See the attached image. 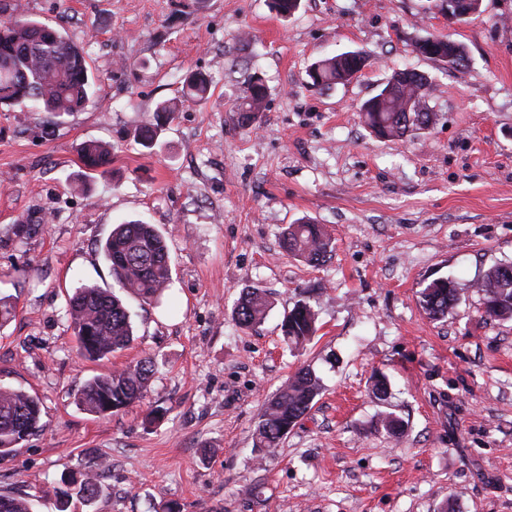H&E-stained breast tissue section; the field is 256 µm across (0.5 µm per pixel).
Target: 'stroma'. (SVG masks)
<instances>
[{"label": "stroma", "mask_w": 512, "mask_h": 512, "mask_svg": "<svg viewBox=\"0 0 512 512\" xmlns=\"http://www.w3.org/2000/svg\"><path fill=\"white\" fill-rule=\"evenodd\" d=\"M18 13L85 45L95 82L58 123L0 109V296L16 301L0 386L36 394L43 424L0 457V493L56 512L53 486L97 459L99 496L68 512H512V321L486 318L473 286L512 262V0H482L464 24L434 0H300L287 17L271 0H0V20ZM432 34L462 44L466 65L420 54ZM356 50L372 60L355 81L306 85L310 64ZM406 67L430 77L433 121L377 138L358 109ZM193 71L211 98L139 144ZM255 74L269 94L246 120L236 106ZM92 139L112 146L106 174L80 161ZM305 217L336 243L316 266L280 246ZM130 220L166 236L173 283L150 305L126 297L130 347L80 359L66 298L115 287L100 246ZM438 277L461 290L433 321L419 299ZM252 287L272 308L243 328L233 311ZM302 298L317 331L294 350L280 323ZM147 356L140 402L106 417L76 403L91 376ZM301 367L322 391L261 455V406ZM387 413L401 438L379 426Z\"/></svg>", "instance_id": "stroma-1"}]
</instances>
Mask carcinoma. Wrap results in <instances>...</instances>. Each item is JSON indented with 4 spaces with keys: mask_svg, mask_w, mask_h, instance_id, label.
<instances>
[{
    "mask_svg": "<svg viewBox=\"0 0 512 512\" xmlns=\"http://www.w3.org/2000/svg\"><path fill=\"white\" fill-rule=\"evenodd\" d=\"M481 0H438L436 7L448 21L465 23L479 10ZM424 55L461 67L466 54L461 44L442 36L426 38ZM369 58L358 51L344 52L311 64L310 85L319 89L347 84L354 72L367 66ZM429 78L413 70H399L381 90L363 102L360 117L380 138L399 140L422 129L432 120L425 97ZM93 80L84 48L62 32L37 21L11 18L0 20V108H35L54 118L81 111L90 98ZM210 81L200 73L185 77L184 95L191 100L207 98ZM267 86L255 77L237 106L247 114L263 110ZM85 168L104 174L112 161L110 149L100 142L84 143L78 150ZM283 250L311 264H319L333 251V242L320 225L306 220L291 224L281 240ZM105 260L119 288L149 303L170 287L172 268L165 237L151 224L129 221L117 225L101 246ZM476 287L483 294L484 313L490 319L512 320V263L489 268ZM459 284L437 278L421 291L422 307L433 319H441L455 307ZM266 293L246 289L236 307V322L245 328L262 323L269 311ZM66 318L76 339L77 354L89 361L103 360L128 348L133 342L131 316L123 300L111 288L84 285L66 302ZM316 312L304 300L297 301L285 315L281 330L285 341L302 348L316 333ZM152 358L136 366L110 374L100 373L84 382L75 395L83 409L97 414H114L139 402L153 373ZM321 389L320 378L308 368H300L264 404L255 430L254 445L271 450L310 410ZM41 402L22 389L0 387V457L40 428ZM102 464L92 461L80 481L72 487L54 489L58 512H67L70 499L93 501L100 492ZM0 512H32V503L20 495H5Z\"/></svg>",
    "mask_w": 512,
    "mask_h": 512,
    "instance_id": "1",
    "label": "carcinoma"
}]
</instances>
